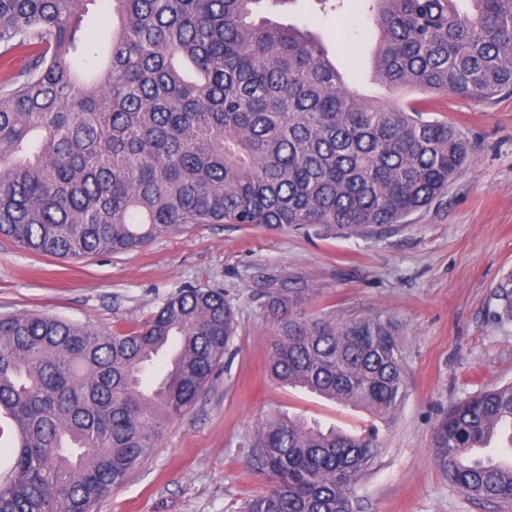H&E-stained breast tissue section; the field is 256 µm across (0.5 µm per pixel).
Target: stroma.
<instances>
[{
  "label": "stroma",
  "mask_w": 512,
  "mask_h": 512,
  "mask_svg": "<svg viewBox=\"0 0 512 512\" xmlns=\"http://www.w3.org/2000/svg\"><path fill=\"white\" fill-rule=\"evenodd\" d=\"M80 59L92 65L118 18L112 0H87ZM318 32L359 95L395 96L369 84L378 30L365 0L317 13L312 0L271 12ZM473 147L443 200L409 223L369 232L244 224H183L144 250L79 260L32 255L0 237V315L44 313L107 330L147 321L187 285L220 288L235 313L224 365L193 409L170 421L154 448L100 512H239L268 489L249 436L271 413L352 433L377 428L383 448L353 491L355 512H512L452 486L434 460L433 435L448 410L512 382V322L489 296L512 272V92L492 100L451 94L435 103ZM294 288L292 314L376 315L399 327L405 398L390 422L272 380L274 324L263 291Z\"/></svg>",
  "instance_id": "35a3bbf8"
}]
</instances>
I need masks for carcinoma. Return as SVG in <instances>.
I'll return each instance as SVG.
<instances>
[{
    "label": "carcinoma",
    "mask_w": 512,
    "mask_h": 512,
    "mask_svg": "<svg viewBox=\"0 0 512 512\" xmlns=\"http://www.w3.org/2000/svg\"><path fill=\"white\" fill-rule=\"evenodd\" d=\"M296 0H113L106 63L74 65L83 0H0V236L61 260L148 246L182 224L339 228L407 219L448 192L471 147L431 95L512 90V0H369L379 82L420 99L354 94L307 26L255 8ZM267 288L268 371L388 421L405 396L383 315L292 317ZM491 300L512 319V273ZM235 334L221 288L188 287L140 326L0 317V512H97L209 385ZM272 483L242 512H353L383 447L375 429L273 413L250 437ZM448 482L512 502V384L448 411L434 436Z\"/></svg>",
    "instance_id": "carcinoma-1"
}]
</instances>
